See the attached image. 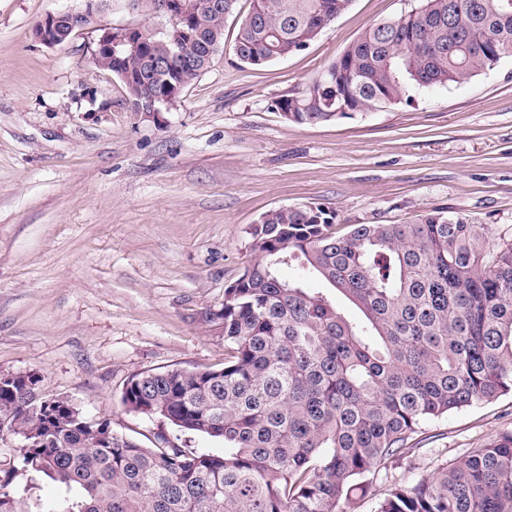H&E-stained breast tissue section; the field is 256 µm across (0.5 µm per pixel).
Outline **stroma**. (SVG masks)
I'll use <instances>...</instances> for the list:
<instances>
[{"instance_id":"obj_1","label":"stroma","mask_w":512,"mask_h":512,"mask_svg":"<svg viewBox=\"0 0 512 512\" xmlns=\"http://www.w3.org/2000/svg\"><path fill=\"white\" fill-rule=\"evenodd\" d=\"M250 3L176 105L145 115L91 50L101 28L156 31L164 18L118 4L48 47L36 22L79 0H0V372H38L42 394L146 447L171 429L123 404L128 380L223 367L210 315L253 260L248 229L264 213L324 203L340 225L402 224L439 206L493 234L512 227V58L298 125L276 101L417 0H353L306 49L263 66L233 50ZM511 431L512 393L426 422L417 452L370 472L345 510L377 512L390 487Z\"/></svg>"}]
</instances>
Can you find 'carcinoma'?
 <instances>
[{
  "instance_id": "carcinoma-1",
  "label": "carcinoma",
  "mask_w": 512,
  "mask_h": 512,
  "mask_svg": "<svg viewBox=\"0 0 512 512\" xmlns=\"http://www.w3.org/2000/svg\"><path fill=\"white\" fill-rule=\"evenodd\" d=\"M238 0H201L189 21L193 63L149 72L161 37L146 30L112 74L132 107L167 83L186 88L224 38ZM353 0H252L234 51L262 66L305 49ZM512 58V0H419L372 23L323 73L276 101L299 125L402 102ZM315 203L264 213L249 228L253 262L214 314L221 369L171 368L126 384L123 404L158 418L175 440L146 448L89 421L41 376L0 373V441L19 438L0 468V512H43L37 482L58 485L52 512H343L363 478L416 452L429 420L512 393V233L489 234L446 207L407 224H349ZM301 264L345 295L361 318L281 267ZM185 435L224 440V454ZM379 512H512V432L428 480L394 486Z\"/></svg>"
}]
</instances>
